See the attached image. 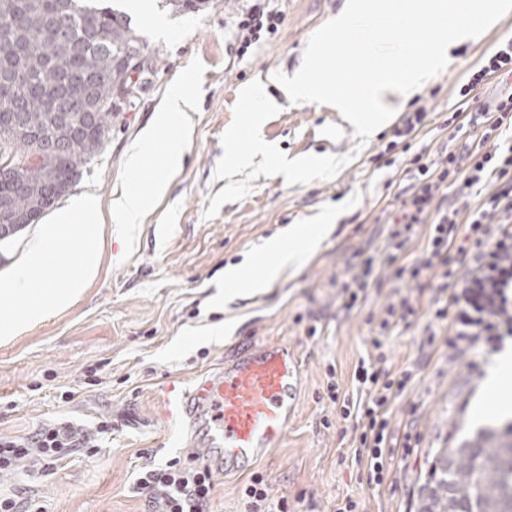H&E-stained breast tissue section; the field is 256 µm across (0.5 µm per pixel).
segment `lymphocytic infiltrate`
Returning <instances> with one entry per match:
<instances>
[{
    "mask_svg": "<svg viewBox=\"0 0 512 512\" xmlns=\"http://www.w3.org/2000/svg\"><path fill=\"white\" fill-rule=\"evenodd\" d=\"M494 78L505 91L494 111L471 116V123L480 124L482 131L467 150L468 164L453 154L435 165L417 163L412 193L389 228L385 259L395 278L434 282L431 327L423 343L446 348L449 358L467 359L476 374L488 355L512 339V41L485 59L460 88L461 99ZM443 187L459 194L483 187L487 193L476 210L466 213L436 204ZM421 225L426 228L425 243L418 257L402 264L406 246ZM380 284L374 261H363L340 284L343 309L363 304L371 288ZM419 304L414 293L400 294L370 315L371 352L353 369L355 396H341L335 368L327 370V397L337 416L353 425L351 446L342 458L358 467L360 479L371 488L391 479L394 458L405 460L419 452V434L410 425L394 427L391 414L414 373L409 368L391 371L385 350L387 336L415 322ZM111 431L108 420L92 430L62 420L25 437H0V477L29 463L38 465L41 475H50L62 455L74 450L96 456L103 436ZM134 487L145 495L147 512H207L214 479L209 469L191 461L175 457L159 463L150 456L139 468Z\"/></svg>",
    "mask_w": 512,
    "mask_h": 512,
    "instance_id": "obj_1",
    "label": "lymphocytic infiltrate"
}]
</instances>
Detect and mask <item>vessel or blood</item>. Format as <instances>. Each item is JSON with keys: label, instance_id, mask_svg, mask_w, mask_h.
<instances>
[{"label": "vessel or blood", "instance_id": "obj_1", "mask_svg": "<svg viewBox=\"0 0 512 512\" xmlns=\"http://www.w3.org/2000/svg\"><path fill=\"white\" fill-rule=\"evenodd\" d=\"M300 362L287 343L250 342L223 368L169 388V412L190 428L198 461L242 476L280 447L298 414Z\"/></svg>", "mask_w": 512, "mask_h": 512}]
</instances>
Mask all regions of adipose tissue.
<instances>
[{"mask_svg": "<svg viewBox=\"0 0 512 512\" xmlns=\"http://www.w3.org/2000/svg\"><path fill=\"white\" fill-rule=\"evenodd\" d=\"M183 140H168L166 160L149 188L127 186L112 202V217L134 229L167 192L182 163ZM99 205L90 195L72 198L56 210L39 230L38 242L21 258L13 273L0 282V340L17 336L53 313L69 307L97 277L104 248V227L98 222ZM331 230L327 224H292L267 241L264 251L240 265L229 267L224 283L229 298H249L268 291L287 271L300 267ZM72 243L79 252L80 270L51 262L49 246ZM487 397L481 407L505 416L512 412V353L501 352L485 381Z\"/></svg>", "mask_w": 512, "mask_h": 512, "instance_id": "1", "label": "adipose tissue"}]
</instances>
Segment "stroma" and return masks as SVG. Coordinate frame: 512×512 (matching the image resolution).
<instances>
[{
  "instance_id": "obj_1",
  "label": "stroma",
  "mask_w": 512,
  "mask_h": 512,
  "mask_svg": "<svg viewBox=\"0 0 512 512\" xmlns=\"http://www.w3.org/2000/svg\"><path fill=\"white\" fill-rule=\"evenodd\" d=\"M347 0H265L277 14V32L262 34L241 50L237 22L247 0H210L207 10L178 12L165 0H140L132 25L153 54V76L111 119L101 153L84 169L73 193L93 192L101 212L127 185L125 157L147 129L172 88L190 82L195 98L193 130L183 145V164L168 192L148 212L133 245L118 224L105 225L99 275L66 311L22 335L0 341V437H21L43 423L67 418L86 426L111 419L112 434L100 460L64 455L57 470L38 480L16 473L0 491L27 489L47 512H143L144 495L133 488L142 453L157 460L188 456L184 426L168 414L165 390L193 380L230 358L240 341H287L302 363L298 416L280 448L258 464L272 499L287 498L293 512H330L334 500L352 496L361 512H415L418 490L435 449L476 437L496 420H475L473 408L484 380L465 359L435 355L422 363L409 390L395 401V424L414 420L418 458L393 463L394 483L373 489L357 468L340 462L351 435L335 410L320 400L326 368L335 365L344 392L350 373L369 351L370 313L394 289L411 280L383 273L378 291L361 307L342 309L339 282L367 257L383 261L386 222L408 185L413 155L434 162L461 152L465 136L443 122L458 92L482 60L512 39V13L483 35L452 44L446 68L408 101L389 97L405 113L425 107L428 124L410 151L396 150L394 164L381 151L391 133L383 125L368 141L329 105L291 103L274 72L293 74L302 65L311 35L338 16ZM162 17L168 38L152 24ZM260 87L276 100L259 130L248 125ZM237 135L248 151L260 135L275 153L249 168L227 171L224 144ZM334 224L315 255L289 271L265 293L224 301V270L241 263L291 224ZM426 318L389 337L388 364L398 369L420 361ZM316 336H308L309 327ZM73 399H64L65 391ZM419 404L411 413V404ZM332 417L324 428V417Z\"/></svg>"
}]
</instances>
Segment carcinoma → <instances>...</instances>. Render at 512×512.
Returning <instances> with one entry per match:
<instances>
[{
	"label": "carcinoma",
	"instance_id": "obj_1",
	"mask_svg": "<svg viewBox=\"0 0 512 512\" xmlns=\"http://www.w3.org/2000/svg\"><path fill=\"white\" fill-rule=\"evenodd\" d=\"M134 50L150 60L149 45L131 26L130 15L106 0H0V71L12 81L0 83V114L14 97L26 98L23 129L13 133L15 157L37 152L43 139L67 140L70 127L59 121L62 112L79 120V88L69 98L61 82L79 73L97 77L102 96L111 85L137 87L125 65ZM102 150L94 133L63 152L43 154L38 169L43 177L60 182L78 176ZM26 169L0 181V200L26 210L31 197L21 190ZM420 487L418 512H512V430L481 431L454 448H438Z\"/></svg>",
	"mask_w": 512,
	"mask_h": 512
}]
</instances>
